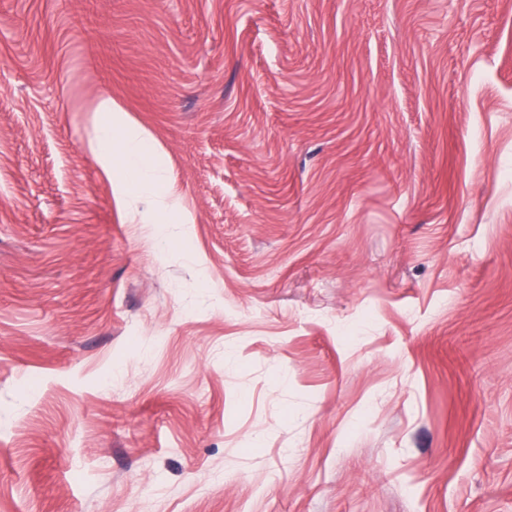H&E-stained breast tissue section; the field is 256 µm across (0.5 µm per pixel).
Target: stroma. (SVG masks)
<instances>
[{
  "instance_id": "stroma-1",
  "label": "stroma",
  "mask_w": 512,
  "mask_h": 512,
  "mask_svg": "<svg viewBox=\"0 0 512 512\" xmlns=\"http://www.w3.org/2000/svg\"><path fill=\"white\" fill-rule=\"evenodd\" d=\"M0 512H512V0H0ZM101 111L113 112L112 124H102L98 129V151L107 163L112 176L116 200L124 203L140 200L154 209H160L172 200L174 188L153 150L150 139L135 129L125 130L118 137L117 117L121 110L108 99L100 104ZM167 211L161 208V212Z\"/></svg>"
}]
</instances>
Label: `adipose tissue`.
<instances>
[{
  "instance_id": "1",
  "label": "adipose tissue",
  "mask_w": 512,
  "mask_h": 512,
  "mask_svg": "<svg viewBox=\"0 0 512 512\" xmlns=\"http://www.w3.org/2000/svg\"><path fill=\"white\" fill-rule=\"evenodd\" d=\"M97 146L117 200H139L156 209L172 200L173 185L144 133L134 129L120 133L108 123L98 129Z\"/></svg>"
}]
</instances>
